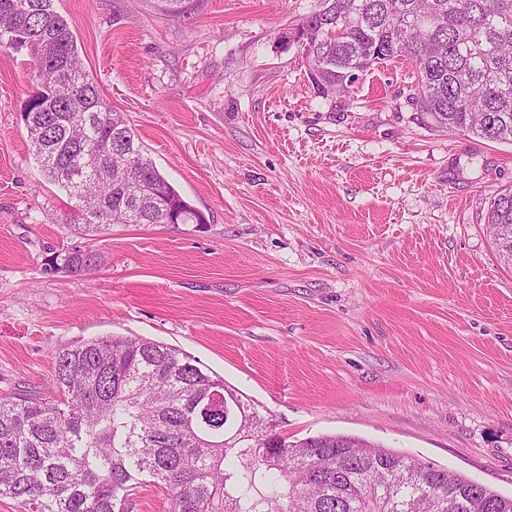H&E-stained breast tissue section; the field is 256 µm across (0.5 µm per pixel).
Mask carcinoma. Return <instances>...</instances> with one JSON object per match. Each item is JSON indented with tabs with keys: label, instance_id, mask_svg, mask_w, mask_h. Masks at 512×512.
Masks as SVG:
<instances>
[{
	"label": "carcinoma",
	"instance_id": "carcinoma-1",
	"mask_svg": "<svg viewBox=\"0 0 512 512\" xmlns=\"http://www.w3.org/2000/svg\"><path fill=\"white\" fill-rule=\"evenodd\" d=\"M297 31L321 96L346 91L351 72L405 59L430 125L512 143V0H319ZM0 46L31 56L30 148L48 182L98 213L85 232L199 220L102 97L55 0H0ZM487 224L511 263L512 188L493 198ZM98 259L63 248L44 271L86 274ZM52 364L50 393L0 395V497L23 512H130L150 485L166 493L167 512H448L450 499L454 512H512V497L354 436L288 442L224 380L161 342L89 339L58 348ZM215 390L236 399L231 409L210 405Z\"/></svg>",
	"mask_w": 512,
	"mask_h": 512
}]
</instances>
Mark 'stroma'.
<instances>
[{"mask_svg": "<svg viewBox=\"0 0 512 512\" xmlns=\"http://www.w3.org/2000/svg\"><path fill=\"white\" fill-rule=\"evenodd\" d=\"M86 71L204 224L84 235L42 175L26 54L0 48V395L60 346L138 336L223 378L288 440L344 434L512 496V265L487 226L512 144L428 127L409 61L322 97L318 0H55ZM96 251L86 275L53 251ZM98 259L99 256L91 251L63 248L54 252L52 257L45 262L44 271L51 275L59 273L87 274L97 265Z\"/></svg>", "mask_w": 512, "mask_h": 512, "instance_id": "35a3bbf8", "label": "stroma"}]
</instances>
